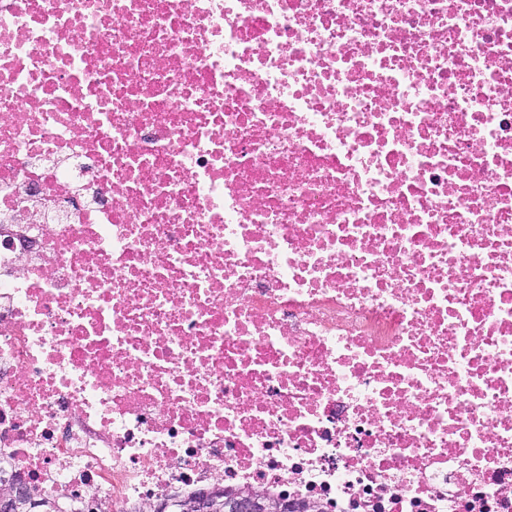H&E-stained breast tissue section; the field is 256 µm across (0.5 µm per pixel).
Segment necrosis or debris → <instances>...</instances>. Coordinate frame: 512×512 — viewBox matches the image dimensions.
I'll use <instances>...</instances> for the list:
<instances>
[{
    "mask_svg": "<svg viewBox=\"0 0 512 512\" xmlns=\"http://www.w3.org/2000/svg\"><path fill=\"white\" fill-rule=\"evenodd\" d=\"M0 470L512 512V0H0Z\"/></svg>",
    "mask_w": 512,
    "mask_h": 512,
    "instance_id": "necrosis-or-debris-1",
    "label": "necrosis or debris"
}]
</instances>
